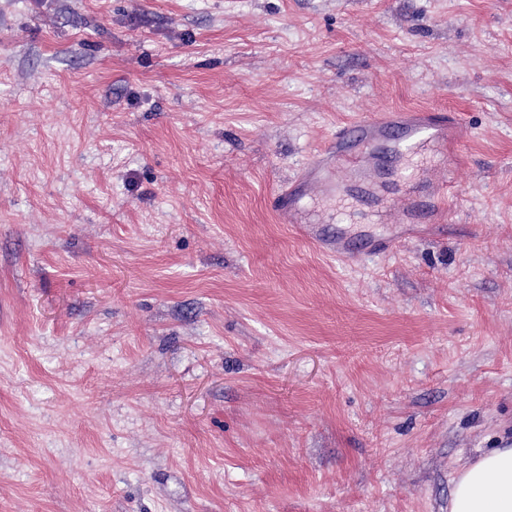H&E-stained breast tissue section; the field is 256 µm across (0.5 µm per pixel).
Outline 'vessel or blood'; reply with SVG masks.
<instances>
[{
    "instance_id": "vessel-or-blood-1",
    "label": "vessel or blood",
    "mask_w": 512,
    "mask_h": 512,
    "mask_svg": "<svg viewBox=\"0 0 512 512\" xmlns=\"http://www.w3.org/2000/svg\"><path fill=\"white\" fill-rule=\"evenodd\" d=\"M388 133L393 136L392 155L421 159L429 149L444 152L449 144L463 138L459 122L449 113L424 109L361 113L342 127L327 147L311 155L297 179L277 192V215L302 235L322 240L321 230L305 223L302 201L320 195L342 196L347 181L353 179L367 187L376 186L371 155ZM455 187L453 178L443 176L426 185L416 184L407 191H392L387 203L394 223H415L421 211L430 214L434 222H444Z\"/></svg>"
}]
</instances>
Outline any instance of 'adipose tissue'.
Segmentation results:
<instances>
[{
  "label": "adipose tissue",
  "mask_w": 512,
  "mask_h": 512,
  "mask_svg": "<svg viewBox=\"0 0 512 512\" xmlns=\"http://www.w3.org/2000/svg\"><path fill=\"white\" fill-rule=\"evenodd\" d=\"M449 512H512V448L491 449L454 474Z\"/></svg>",
  "instance_id": "ef3b65f1"
}]
</instances>
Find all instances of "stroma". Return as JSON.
Returning a JSON list of instances; mask_svg holds the SVG:
<instances>
[{"instance_id":"35a3bbf8","label":"stroma","mask_w":512,"mask_h":512,"mask_svg":"<svg viewBox=\"0 0 512 512\" xmlns=\"http://www.w3.org/2000/svg\"><path fill=\"white\" fill-rule=\"evenodd\" d=\"M456 112L445 224L271 200ZM512 445V0H0V512H448ZM390 130L398 132L392 139L391 154L415 155L421 163L428 149L438 148L446 154L448 143H459L463 138L459 122L450 113L424 109L363 112L336 132L327 147L311 155L297 179L277 192V215L283 222L294 224L302 235L325 244L322 238L326 235L318 227L305 224L301 202L319 195L343 197L346 182L353 178L365 187L376 186L371 155Z\"/></svg>"}]
</instances>
